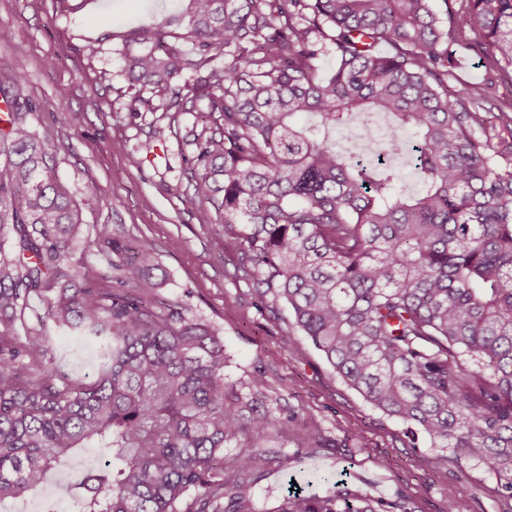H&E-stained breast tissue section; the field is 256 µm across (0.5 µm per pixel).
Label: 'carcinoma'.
<instances>
[{
	"label": "carcinoma",
	"instance_id": "1",
	"mask_svg": "<svg viewBox=\"0 0 512 512\" xmlns=\"http://www.w3.org/2000/svg\"><path fill=\"white\" fill-rule=\"evenodd\" d=\"M178 2L113 52L166 111H182L186 90L208 100L194 194L224 212L255 297L285 302L288 341L308 337L368 402L446 449L438 465L475 461L512 498V101L483 111L512 84V0H462L447 30L434 0ZM458 15L494 73L460 90ZM0 96V505L94 448L71 512H253L244 489L280 458L224 449L293 416L263 401V373L245 387L227 378L212 323L149 303L150 250L102 230L93 244L115 286L80 285L78 267L60 280L82 211L21 77L0 76ZM381 113L385 160L336 149L352 115L373 133ZM66 329L95 342L91 382L58 363L52 333ZM274 512L377 509L332 487L289 490Z\"/></svg>",
	"mask_w": 512,
	"mask_h": 512
}]
</instances>
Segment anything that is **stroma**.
<instances>
[{"instance_id": "stroma-1", "label": "stroma", "mask_w": 512, "mask_h": 512, "mask_svg": "<svg viewBox=\"0 0 512 512\" xmlns=\"http://www.w3.org/2000/svg\"><path fill=\"white\" fill-rule=\"evenodd\" d=\"M174 10L173 0H91L67 13L56 0H0V74L21 75L39 103L38 123L53 142L59 180L83 210L85 234L105 228L149 248L165 277L156 299L189 303L212 322L231 381L264 372L266 401L294 414L286 432L261 442L282 463L248 487L254 512H271L292 483L323 490L326 476L370 497L380 512H512V499L480 465L452 458L436 467L439 450L427 435L369 405L305 336L287 342L284 303L257 302L239 249L225 244L222 217L193 197L192 140L207 125L205 101L174 115L134 110L135 90L112 53V31L149 26ZM90 41L102 42V52L88 56ZM132 154L138 165L129 164ZM54 345L64 371L95 379L91 342L59 332Z\"/></svg>"}]
</instances>
